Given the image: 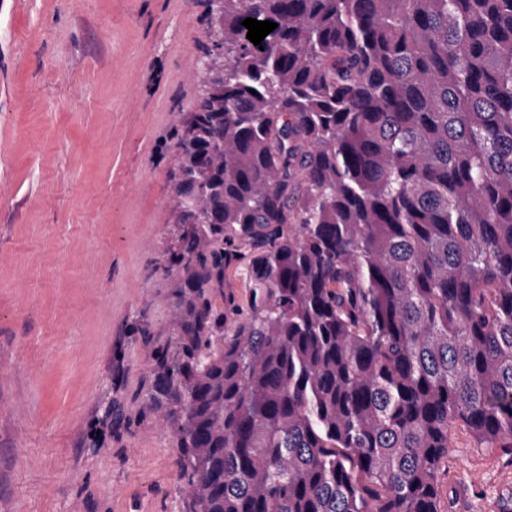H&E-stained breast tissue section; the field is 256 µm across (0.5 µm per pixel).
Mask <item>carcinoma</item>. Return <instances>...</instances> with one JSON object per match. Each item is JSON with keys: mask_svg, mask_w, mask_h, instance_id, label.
Returning a JSON list of instances; mask_svg holds the SVG:
<instances>
[{"mask_svg": "<svg viewBox=\"0 0 512 512\" xmlns=\"http://www.w3.org/2000/svg\"><path fill=\"white\" fill-rule=\"evenodd\" d=\"M223 46L138 393L189 512H442L457 432L512 458V0H224Z\"/></svg>", "mask_w": 512, "mask_h": 512, "instance_id": "cac0c4a2", "label": "carcinoma"}]
</instances>
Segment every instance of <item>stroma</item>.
Masks as SVG:
<instances>
[{
    "mask_svg": "<svg viewBox=\"0 0 512 512\" xmlns=\"http://www.w3.org/2000/svg\"><path fill=\"white\" fill-rule=\"evenodd\" d=\"M202 11L0 0V512H185L174 430L136 392L170 340L175 290L153 268ZM439 491L450 512H512V460L457 435Z\"/></svg>",
    "mask_w": 512,
    "mask_h": 512,
    "instance_id": "1",
    "label": "stroma"
}]
</instances>
